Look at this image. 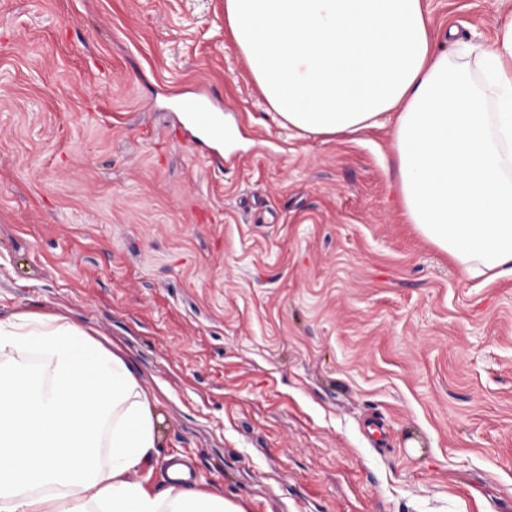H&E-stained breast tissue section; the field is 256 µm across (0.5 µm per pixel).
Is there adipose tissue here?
Here are the masks:
<instances>
[{
  "mask_svg": "<svg viewBox=\"0 0 512 512\" xmlns=\"http://www.w3.org/2000/svg\"><path fill=\"white\" fill-rule=\"evenodd\" d=\"M224 20L282 124L338 137L394 114L408 223L469 276L512 277V15L493 44L451 52L424 0H224ZM156 404L66 316L0 320V512H242L143 478Z\"/></svg>",
  "mask_w": 512,
  "mask_h": 512,
  "instance_id": "obj_1",
  "label": "adipose tissue"
}]
</instances>
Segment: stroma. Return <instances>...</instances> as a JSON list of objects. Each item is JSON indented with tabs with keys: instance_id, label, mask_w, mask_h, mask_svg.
I'll return each mask as SVG.
<instances>
[{
	"instance_id": "stroma-1",
	"label": "stroma",
	"mask_w": 512,
	"mask_h": 512,
	"mask_svg": "<svg viewBox=\"0 0 512 512\" xmlns=\"http://www.w3.org/2000/svg\"><path fill=\"white\" fill-rule=\"evenodd\" d=\"M491 43L512 0H426ZM206 92L225 154L177 141ZM60 312L243 512H512V279L406 222L393 122L278 124L224 0H0V318Z\"/></svg>"
}]
</instances>
